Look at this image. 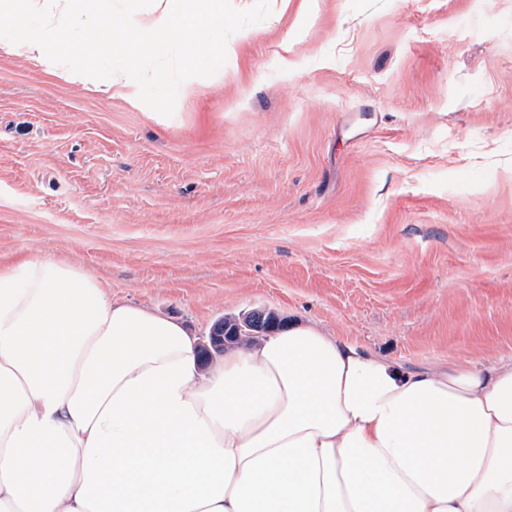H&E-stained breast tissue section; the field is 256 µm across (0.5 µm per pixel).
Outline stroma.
I'll list each match as a JSON object with an SVG mask.
<instances>
[{
	"label": "stroma",
	"instance_id": "obj_1",
	"mask_svg": "<svg viewBox=\"0 0 512 512\" xmlns=\"http://www.w3.org/2000/svg\"><path fill=\"white\" fill-rule=\"evenodd\" d=\"M302 4L224 0L190 101L112 99L84 16L49 68L0 51V266L199 340L267 309L410 369L512 358V0H314L297 36Z\"/></svg>",
	"mask_w": 512,
	"mask_h": 512
}]
</instances>
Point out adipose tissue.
I'll return each mask as SVG.
<instances>
[{"instance_id": "adipose-tissue-1", "label": "adipose tissue", "mask_w": 512, "mask_h": 512, "mask_svg": "<svg viewBox=\"0 0 512 512\" xmlns=\"http://www.w3.org/2000/svg\"><path fill=\"white\" fill-rule=\"evenodd\" d=\"M74 0H0V50L71 52ZM128 46L177 40L187 100L224 0H158ZM0 512H512V360L409 370L292 325L202 367L196 340L77 265L0 268Z\"/></svg>"}]
</instances>
